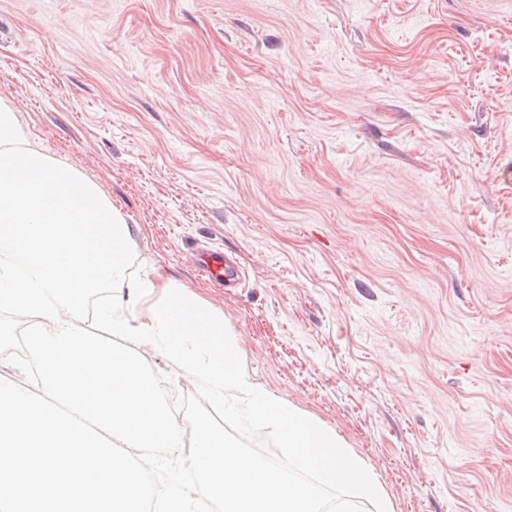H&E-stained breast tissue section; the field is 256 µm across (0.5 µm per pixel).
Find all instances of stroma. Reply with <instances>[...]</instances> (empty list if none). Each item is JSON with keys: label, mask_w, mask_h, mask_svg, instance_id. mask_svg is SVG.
<instances>
[{"label": "stroma", "mask_w": 512, "mask_h": 512, "mask_svg": "<svg viewBox=\"0 0 512 512\" xmlns=\"http://www.w3.org/2000/svg\"><path fill=\"white\" fill-rule=\"evenodd\" d=\"M0 99L392 512H512V0H0Z\"/></svg>", "instance_id": "1"}]
</instances>
